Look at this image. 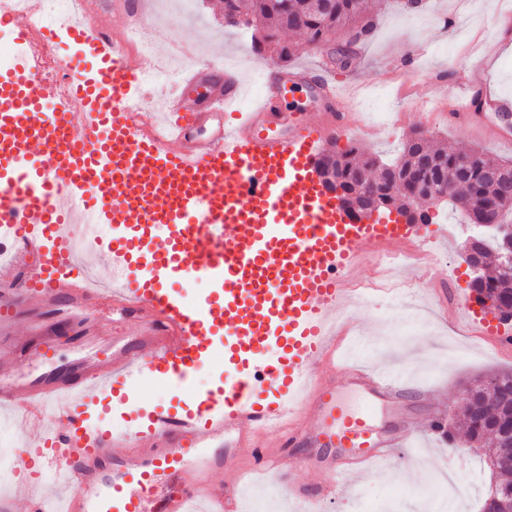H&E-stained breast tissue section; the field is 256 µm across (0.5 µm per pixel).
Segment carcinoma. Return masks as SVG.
<instances>
[{"mask_svg":"<svg viewBox=\"0 0 512 512\" xmlns=\"http://www.w3.org/2000/svg\"><path fill=\"white\" fill-rule=\"evenodd\" d=\"M232 8L250 15L267 32L266 47L286 64L294 52L279 46L280 34L292 31L312 43L349 28L369 30L365 20V0H234ZM348 189V203L364 205L371 198L384 199L402 213L418 197L427 203L448 194L455 209L465 205L467 217L479 216L485 207H501L512 213V191L503 181L512 182V171L501 172L502 162L479 150L449 151L428 145L423 133L416 134L398 155L386 161L351 146L321 154ZM488 272L487 292L508 308L500 319H512V272L495 263H484ZM487 385L488 402L482 415L463 411L467 437L477 448L486 449V458L512 453L503 444L499 422L512 411V371L484 375L474 386Z\"/></svg>","mask_w":512,"mask_h":512,"instance_id":"cac0c4a2","label":"carcinoma"}]
</instances>
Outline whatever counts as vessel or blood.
<instances>
[{
    "mask_svg": "<svg viewBox=\"0 0 512 512\" xmlns=\"http://www.w3.org/2000/svg\"><path fill=\"white\" fill-rule=\"evenodd\" d=\"M137 0H98L67 35L84 52L82 69L57 55L31 14L0 11L17 56L0 71V235L15 249L0 256V416L23 432L24 465L0 512H239L244 468L285 483L311 512L360 484L415 432L399 410L418 395L405 373L367 367L336 351L338 316L356 303L349 272L398 245L434 243L424 224L348 223L315 177L322 145L340 132L351 87L319 65L264 67L259 93L245 103L238 66L203 60L176 70L159 110L137 108L151 71H163L185 42L157 35L155 66L130 48L133 29H152ZM52 64L55 78L42 75ZM304 84L323 105L295 119L275 100ZM443 105L450 125L478 128L503 143L490 116L512 112V97L488 84L428 82L415 103ZM112 262L99 270L95 255ZM160 279L131 282L143 256ZM204 278L211 295L177 296L172 283ZM125 347L95 362L62 361L61 335L87 341L93 311ZM68 309L65 328L50 319ZM27 326L35 343L20 350ZM229 376L187 409L158 405L126 431L83 416L92 397L129 381H190L225 329ZM476 335L512 348V331L485 313ZM29 361L43 372L23 383ZM330 364L332 377L314 369ZM358 391L346 408L341 387ZM279 444L259 447L267 433ZM318 482L286 481L288 468Z\"/></svg>",
    "mask_w": 512,
    "mask_h": 512,
    "instance_id": "obj_1",
    "label": "vessel or blood"
}]
</instances>
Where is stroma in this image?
I'll list each match as a JSON object with an SVG mask.
<instances>
[{"label":"stroma","mask_w":512,"mask_h":512,"mask_svg":"<svg viewBox=\"0 0 512 512\" xmlns=\"http://www.w3.org/2000/svg\"><path fill=\"white\" fill-rule=\"evenodd\" d=\"M368 2L373 30L351 50L348 66H332L337 76L360 85L349 107L355 129L333 140L332 148L355 144L371 154L392 157L421 130L434 146L479 149L491 157L512 160V145L489 139L483 130L459 129L439 119L423 127L403 107L407 98L422 96L426 80L453 82L458 70L480 53L493 54L495 66L486 75L496 89L512 96V0H423L417 10L402 9L397 0ZM151 3L171 38L198 43L211 61L245 56L250 84H257L260 70L272 62L271 56L253 52L244 31L225 29L220 0H196L188 16L176 0ZM370 110L385 128L376 139L359 130ZM431 213L434 224L460 227L455 236L442 240L441 259L431 262L414 256L408 260L410 280L403 286L404 295L411 304L427 308L431 322L419 321L385 302L361 303L345 317L362 341L364 358L378 367L406 371L428 393L427 399L413 405L410 421L417 430L415 439L383 472L364 477L357 512H422L424 491L442 483L449 470L460 475L468 491L447 512H482L491 482L480 450L466 446L461 438L447 443L432 422L461 408L466 386L476 378L490 371L512 370V352L498 351L487 338L471 344L465 357L449 360V348L463 342L453 326L467 321L468 307L474 302L473 273L463 257L470 229L465 215L448 204L432 208ZM163 402L188 407L192 398L179 385L144 377L118 396L88 401L85 416L90 425L124 430L134 425L136 416Z\"/></svg>","instance_id":"1"}]
</instances>
